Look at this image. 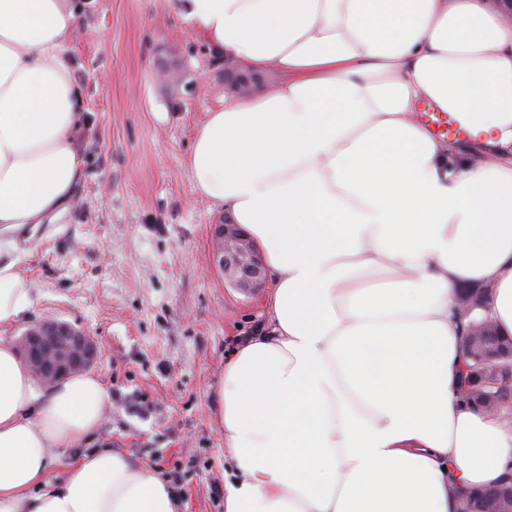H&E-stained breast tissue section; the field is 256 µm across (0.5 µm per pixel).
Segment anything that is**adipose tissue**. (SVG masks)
I'll list each match as a JSON object with an SVG mask.
<instances>
[{
  "label": "adipose tissue",
  "instance_id": "adipose-tissue-1",
  "mask_svg": "<svg viewBox=\"0 0 512 512\" xmlns=\"http://www.w3.org/2000/svg\"><path fill=\"white\" fill-rule=\"evenodd\" d=\"M190 31L277 84L226 94L188 158L271 276L265 327L224 365V512H457L512 472V405L460 396L462 288L512 336V0H180ZM66 0H0V233L65 213L82 177ZM472 143L432 134L420 105ZM32 286L0 247V326ZM108 393L39 389L0 342V512H178L90 440Z\"/></svg>",
  "mask_w": 512,
  "mask_h": 512
}]
</instances>
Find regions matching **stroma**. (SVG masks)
Returning <instances> with one entry per match:
<instances>
[{
	"label": "stroma",
	"instance_id": "35a3bbf8",
	"mask_svg": "<svg viewBox=\"0 0 512 512\" xmlns=\"http://www.w3.org/2000/svg\"><path fill=\"white\" fill-rule=\"evenodd\" d=\"M77 33L64 60L81 97L84 169L70 209L13 232L30 307L0 339L52 319L92 336L91 371L111 407L95 440L158 471L180 512H224V435L214 398L224 364L259 332L267 289L244 294L211 266L222 208L198 199L187 163L224 104L213 50L177 0H68Z\"/></svg>",
	"mask_w": 512,
	"mask_h": 512
}]
</instances>
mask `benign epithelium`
<instances>
[{
    "mask_svg": "<svg viewBox=\"0 0 512 512\" xmlns=\"http://www.w3.org/2000/svg\"><path fill=\"white\" fill-rule=\"evenodd\" d=\"M224 83L231 90L246 95L263 82L261 74L243 69L224 57ZM212 264L215 269L243 292L252 293L263 286L266 269L262 255L246 231L229 216L211 227ZM473 358L493 367L490 376L472 373L464 393L476 394L485 402L483 409L493 411L492 402H512V340L501 341L491 324L484 323L471 333ZM23 356L34 376L44 383L91 367L99 359L93 338L71 325L43 320L24 334ZM512 499V479L489 487L485 493L484 512H497L498 505Z\"/></svg>",
    "mask_w": 512,
    "mask_h": 512,
    "instance_id": "benign-epithelium-1",
    "label": "benign epithelium"
}]
</instances>
